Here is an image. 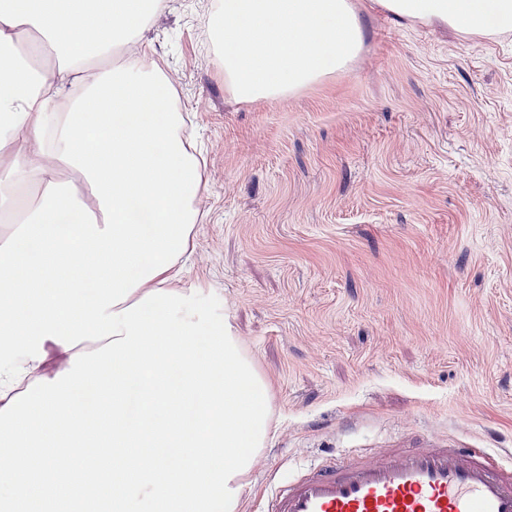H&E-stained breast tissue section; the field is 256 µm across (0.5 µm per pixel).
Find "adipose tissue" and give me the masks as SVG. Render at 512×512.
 Wrapping results in <instances>:
<instances>
[{"label": "adipose tissue", "mask_w": 512, "mask_h": 512, "mask_svg": "<svg viewBox=\"0 0 512 512\" xmlns=\"http://www.w3.org/2000/svg\"><path fill=\"white\" fill-rule=\"evenodd\" d=\"M376 2L460 36L512 27V0ZM160 7L0 0V512H237L265 445V382L179 284L202 167L170 82L113 61ZM209 26L241 102L295 95L363 46L354 0H218ZM51 346L70 365L52 381Z\"/></svg>", "instance_id": "1"}]
</instances>
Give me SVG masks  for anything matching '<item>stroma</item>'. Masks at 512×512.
I'll list each match as a JSON object with an SVG mask.
<instances>
[{
	"mask_svg": "<svg viewBox=\"0 0 512 512\" xmlns=\"http://www.w3.org/2000/svg\"><path fill=\"white\" fill-rule=\"evenodd\" d=\"M214 0H164L136 52L202 152L186 286L229 321L271 400L237 512L328 459L512 454V30L461 38L355 0L352 67L237 101Z\"/></svg>",
	"mask_w": 512,
	"mask_h": 512,
	"instance_id": "1",
	"label": "stroma"
}]
</instances>
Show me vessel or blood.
Listing matches in <instances>:
<instances>
[{"label":"vessel or blood","instance_id":"vessel-or-blood-1","mask_svg":"<svg viewBox=\"0 0 512 512\" xmlns=\"http://www.w3.org/2000/svg\"><path fill=\"white\" fill-rule=\"evenodd\" d=\"M264 512H512V462L482 448H418L323 464L268 498Z\"/></svg>","mask_w":512,"mask_h":512}]
</instances>
